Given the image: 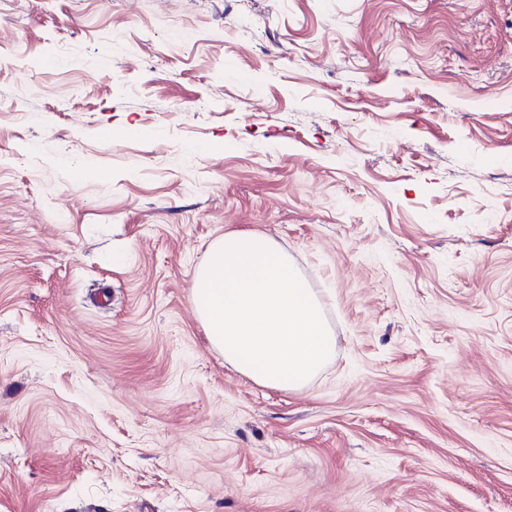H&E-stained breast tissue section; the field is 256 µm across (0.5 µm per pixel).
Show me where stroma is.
Returning <instances> with one entry per match:
<instances>
[{"instance_id":"stroma-1","label":"stroma","mask_w":512,"mask_h":512,"mask_svg":"<svg viewBox=\"0 0 512 512\" xmlns=\"http://www.w3.org/2000/svg\"><path fill=\"white\" fill-rule=\"evenodd\" d=\"M245 232L304 389L194 313ZM0 512H512V0H0Z\"/></svg>"}]
</instances>
